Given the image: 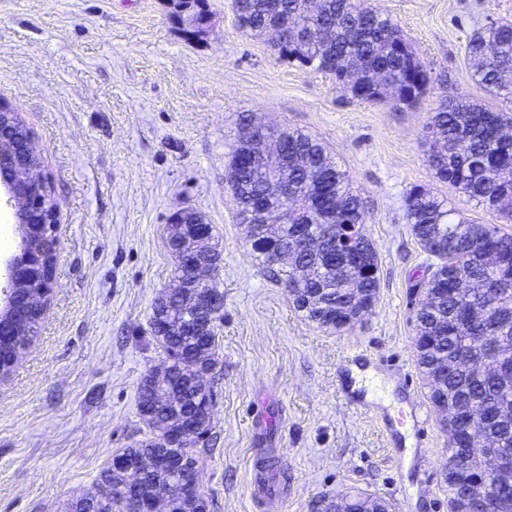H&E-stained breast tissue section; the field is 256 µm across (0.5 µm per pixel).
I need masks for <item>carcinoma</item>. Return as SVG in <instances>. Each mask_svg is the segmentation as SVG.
I'll use <instances>...</instances> for the list:
<instances>
[{
    "label": "carcinoma",
    "mask_w": 512,
    "mask_h": 512,
    "mask_svg": "<svg viewBox=\"0 0 512 512\" xmlns=\"http://www.w3.org/2000/svg\"><path fill=\"white\" fill-rule=\"evenodd\" d=\"M286 6L308 35L306 49L278 50V58L299 67H313L341 82L342 72L354 67L358 85L349 88L351 98L395 110L416 103L426 92L431 76L420 58L407 60L386 52L395 42L407 43L398 25L367 0H323L318 16L309 14L305 0H235L239 27L251 36L266 34L278 24L271 9L274 3ZM471 78L499 102L492 109L481 102L459 98L442 103L431 113L427 129L442 153L428 158L435 178L451 186L467 201L484 210L512 220V138L501 134L512 126V22H495L476 31L467 43ZM278 137L288 144V154L302 158L298 165L283 170L275 160L260 171L241 173L230 186L242 223L264 224L266 216L253 207L261 196L266 206L279 204L274 185L288 178L294 201L288 223L274 224L270 232L289 244L298 234L320 237L318 247L298 253V262L309 268L306 285L310 305L297 306L310 322L317 320V305L338 308L350 302L343 280L362 288L379 287L378 263L371 261L339 268L345 245L341 238L357 242L348 227L363 224L364 206L347 171L326 149L309 135L283 128ZM407 221L412 233L439 270L434 301L420 324L431 327L432 343L419 344L416 359L429 388L432 404L446 399L448 406L473 407L490 414L489 426L498 437L500 454L512 463V384L504 382L502 371H512V236L491 224H476L448 199L421 186L410 189ZM448 241V253L439 254L440 242ZM495 252L501 265L497 271L486 267V254ZM484 304L490 313L468 321L464 308ZM172 368L178 373L151 381L164 394L177 385L182 374H190L197 360L189 353L190 337L158 336ZM482 355L487 373L476 378L464 364L456 372L443 374L444 362L465 355ZM150 434L131 446L148 468L147 486L173 491L169 476L155 469L158 444L157 421L145 420ZM469 457L471 478L495 481L485 471L482 454L475 448L448 447V452ZM100 480L109 483V493L98 512H121L122 480L105 468ZM466 487L448 479V512H465Z\"/></svg>",
    "instance_id": "1"
}]
</instances>
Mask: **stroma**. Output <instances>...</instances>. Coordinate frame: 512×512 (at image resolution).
<instances>
[{
	"mask_svg": "<svg viewBox=\"0 0 512 512\" xmlns=\"http://www.w3.org/2000/svg\"><path fill=\"white\" fill-rule=\"evenodd\" d=\"M434 81L396 111L353 100L329 75L281 61L243 33L234 0H203L188 38L169 0H0V98L33 132L60 206L56 288L36 338L0 383V512H66L113 455L148 436L143 377L166 354L151 333L173 283L168 218L215 228L224 294L216 322L212 436L196 447L208 512H314L348 490L392 512H448V434L417 368L413 284L427 256L406 219L409 190L454 196L427 162L442 99L486 100L466 43L512 0H371ZM302 130L348 171L379 259L372 312L351 331L317 328L255 260L226 171L245 116ZM286 484L258 497L256 458Z\"/></svg>",
	"mask_w": 512,
	"mask_h": 512,
	"instance_id": "obj_1",
	"label": "stroma"
}]
</instances>
